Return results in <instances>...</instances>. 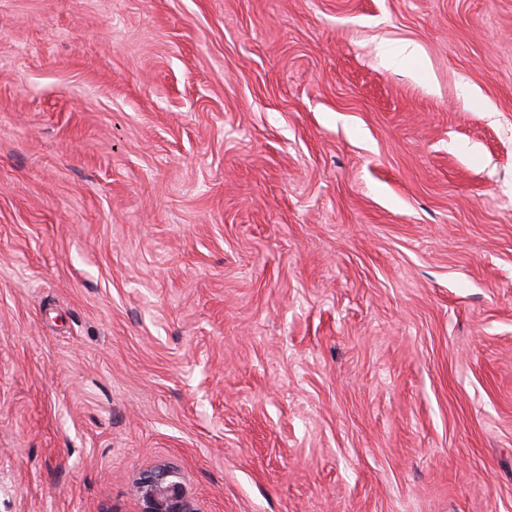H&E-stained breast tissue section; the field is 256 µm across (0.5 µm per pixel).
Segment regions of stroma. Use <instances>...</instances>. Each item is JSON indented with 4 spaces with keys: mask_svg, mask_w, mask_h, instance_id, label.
Segmentation results:
<instances>
[{
    "mask_svg": "<svg viewBox=\"0 0 512 512\" xmlns=\"http://www.w3.org/2000/svg\"><path fill=\"white\" fill-rule=\"evenodd\" d=\"M160 469L512 512V0H0V512Z\"/></svg>",
    "mask_w": 512,
    "mask_h": 512,
    "instance_id": "stroma-1",
    "label": "stroma"
}]
</instances>
